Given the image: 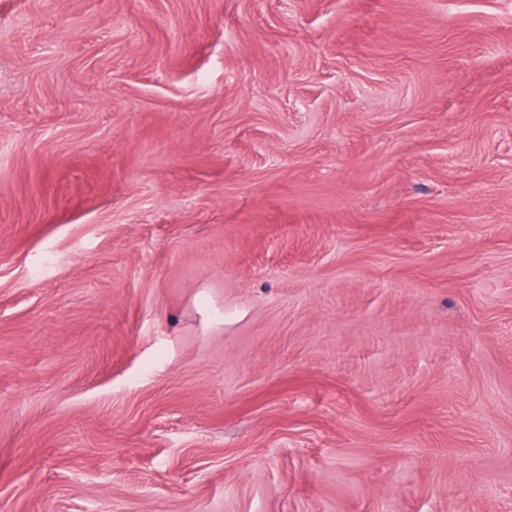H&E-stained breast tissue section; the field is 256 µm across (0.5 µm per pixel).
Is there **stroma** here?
I'll list each match as a JSON object with an SVG mask.
<instances>
[{
	"label": "stroma",
	"instance_id": "35a3bbf8",
	"mask_svg": "<svg viewBox=\"0 0 512 512\" xmlns=\"http://www.w3.org/2000/svg\"><path fill=\"white\" fill-rule=\"evenodd\" d=\"M0 512H512V0H0Z\"/></svg>",
	"mask_w": 512,
	"mask_h": 512
}]
</instances>
